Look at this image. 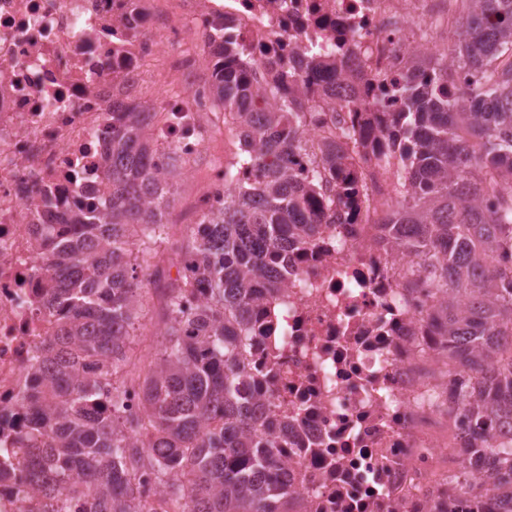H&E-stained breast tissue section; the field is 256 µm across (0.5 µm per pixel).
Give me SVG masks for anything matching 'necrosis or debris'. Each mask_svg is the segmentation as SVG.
Here are the masks:
<instances>
[{
	"label": "necrosis or debris",
	"mask_w": 512,
	"mask_h": 512,
	"mask_svg": "<svg viewBox=\"0 0 512 512\" xmlns=\"http://www.w3.org/2000/svg\"><path fill=\"white\" fill-rule=\"evenodd\" d=\"M435 10L436 0H199L188 25L151 38L148 10L128 0H0V432L25 435L17 400L36 386L53 331L31 220L99 195L113 74L136 81L147 58L224 15L253 47L288 40L315 52L326 14L357 21L366 77L392 78ZM360 172L359 223L323 225L294 254L276 333L252 337L245 365L271 405L267 429L288 440L279 457L301 512H475L439 471L460 447L448 415L459 369L431 319L424 260L381 243L390 185L377 163ZM24 454L8 452L0 512L39 501Z\"/></svg>",
	"instance_id": "necrosis-or-debris-1"
}]
</instances>
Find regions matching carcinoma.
<instances>
[{
  "mask_svg": "<svg viewBox=\"0 0 512 512\" xmlns=\"http://www.w3.org/2000/svg\"><path fill=\"white\" fill-rule=\"evenodd\" d=\"M461 2L453 44L366 88L334 42L313 55L282 47L258 64L234 18L207 26L205 94L235 125L237 171H224V191L203 203L205 231L180 247L186 275L166 294L161 357L134 380L138 413L114 378L146 303L140 275L168 235L169 176L188 157L175 135L197 125L191 111L159 120L149 103L115 94L104 192L64 224L34 225L42 310L56 325L39 352L41 385L19 400L37 496L57 512H153L136 487L149 473L169 512H297L276 456L284 440L263 434L268 407L243 361L290 256L323 224L357 223L365 188L354 156L372 155L402 163L404 204L380 217L381 239L427 259L434 314L463 369L456 406L479 432L463 448L478 469L448 483L486 512H512V444L486 433H512V0ZM461 74L470 84L453 95ZM338 113L344 143L302 159L308 126Z\"/></svg>",
  "mask_w": 512,
  "mask_h": 512,
  "instance_id": "cac0c4a2",
  "label": "carcinoma"
}]
</instances>
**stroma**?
<instances>
[{
	"instance_id": "1",
	"label": "stroma",
	"mask_w": 512,
	"mask_h": 512,
	"mask_svg": "<svg viewBox=\"0 0 512 512\" xmlns=\"http://www.w3.org/2000/svg\"><path fill=\"white\" fill-rule=\"evenodd\" d=\"M213 64V58L204 47L193 51L187 59L182 58L180 51L164 50L141 71L137 97L152 104L155 111H166L168 100L189 93L204 82L210 76ZM196 119L203 132V141L173 179L172 203L166 212L175 238L159 248L153 272L161 285L150 291L149 305L139 313L129 345V364L136 373L147 371L163 349L166 312L160 288L178 279L179 242L190 235L198 223L200 202L211 188L218 164L229 166L236 161V130L231 121L225 119L223 110L211 106L202 108L197 110Z\"/></svg>"
}]
</instances>
